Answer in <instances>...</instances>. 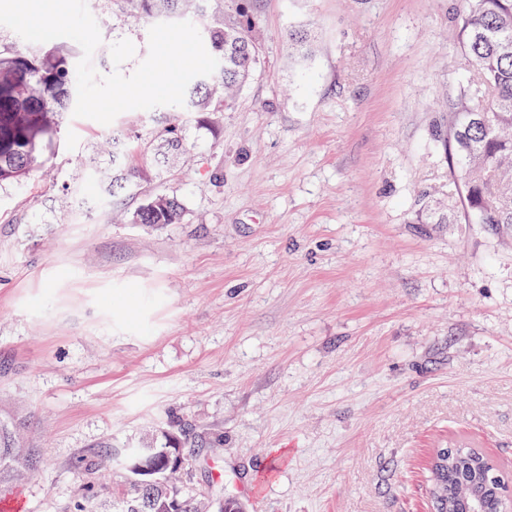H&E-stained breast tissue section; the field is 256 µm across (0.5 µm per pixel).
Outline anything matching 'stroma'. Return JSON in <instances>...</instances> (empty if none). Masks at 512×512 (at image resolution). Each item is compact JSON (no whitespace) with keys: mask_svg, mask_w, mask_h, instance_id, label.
<instances>
[{"mask_svg":"<svg viewBox=\"0 0 512 512\" xmlns=\"http://www.w3.org/2000/svg\"><path fill=\"white\" fill-rule=\"evenodd\" d=\"M87 5L96 71L131 75L149 24ZM460 10L254 0L262 56L235 106L163 169L133 155L117 198L112 133L147 111L62 114L43 165L0 188V421L36 453L27 512H112L108 451L173 425L197 488L249 512H429L436 448L481 451L512 487V225L431 221L476 81ZM157 193L182 223H129Z\"/></svg>","mask_w":512,"mask_h":512,"instance_id":"obj_1","label":"stroma"}]
</instances>
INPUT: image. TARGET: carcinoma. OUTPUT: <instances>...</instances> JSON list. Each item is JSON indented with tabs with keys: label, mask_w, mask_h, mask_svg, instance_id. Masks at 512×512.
<instances>
[{
	"label": "carcinoma",
	"mask_w": 512,
	"mask_h": 512,
	"mask_svg": "<svg viewBox=\"0 0 512 512\" xmlns=\"http://www.w3.org/2000/svg\"><path fill=\"white\" fill-rule=\"evenodd\" d=\"M253 0H112L126 16L155 21H190L200 31L219 65L186 90L185 104L174 108L191 118L233 107L236 94L260 63L255 35L259 20ZM462 50L477 70L486 103L471 87L460 91L449 128L448 159L460 202L455 221L512 225V0H462L459 15ZM78 46L65 38L21 50L0 46V187L27 178L43 164V147L59 138V116L72 99ZM155 140L176 150L178 127L155 130ZM112 183L136 177L123 157L112 155ZM184 206L175 197L147 198L133 213L134 224H179ZM13 429L0 422V494L8 493L35 467L34 455L17 448ZM129 484L114 500L113 512H206L205 496L190 482L192 460L181 436L172 433L159 448L121 449ZM426 473L433 512H503L505 480L493 462L472 448H439Z\"/></svg>",
	"instance_id": "cac0c4a2"
}]
</instances>
